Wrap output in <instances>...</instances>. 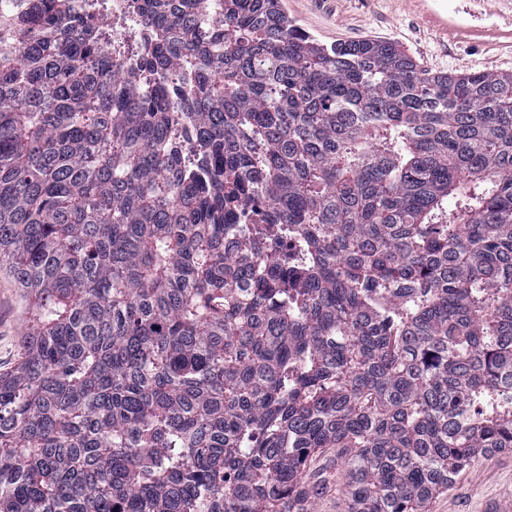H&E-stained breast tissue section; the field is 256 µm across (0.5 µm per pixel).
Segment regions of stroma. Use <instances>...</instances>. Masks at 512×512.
Wrapping results in <instances>:
<instances>
[{"mask_svg": "<svg viewBox=\"0 0 512 512\" xmlns=\"http://www.w3.org/2000/svg\"><path fill=\"white\" fill-rule=\"evenodd\" d=\"M282 6L292 24L328 46L364 38L391 41L434 73H512L511 51L445 36L402 0H282ZM436 6L463 24H512V0H436ZM25 313L26 303L17 288L0 277L1 370L18 361ZM311 469L329 476L312 499L313 512H345L343 472L334 458L322 455ZM511 498L512 451L484 454L458 475L447 493L430 503L429 512H484L486 501Z\"/></svg>", "mask_w": 512, "mask_h": 512, "instance_id": "1", "label": "stroma"}]
</instances>
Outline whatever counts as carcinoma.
<instances>
[{
  "label": "carcinoma",
  "mask_w": 512,
  "mask_h": 512,
  "mask_svg": "<svg viewBox=\"0 0 512 512\" xmlns=\"http://www.w3.org/2000/svg\"><path fill=\"white\" fill-rule=\"evenodd\" d=\"M0 18V512H428L512 450V74L282 0ZM140 57L153 74L124 73ZM102 8L97 11L93 22L100 29H107L112 25V39L120 38L123 34L121 29L113 27L117 19L123 20L126 27H135L138 23V16L132 8V0H99ZM26 302L17 288L0 277V369L12 368L20 355L19 329L26 316ZM312 471L326 472L329 480L312 498V512H345L346 504L342 494L343 470L336 469L331 454H324L311 464ZM313 509L315 511H313Z\"/></svg>",
  "instance_id": "1"
}]
</instances>
